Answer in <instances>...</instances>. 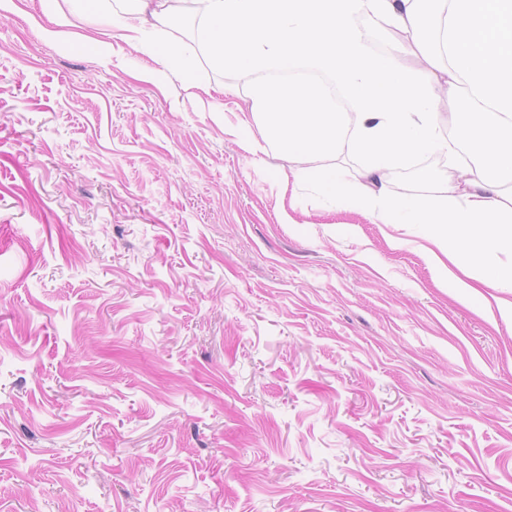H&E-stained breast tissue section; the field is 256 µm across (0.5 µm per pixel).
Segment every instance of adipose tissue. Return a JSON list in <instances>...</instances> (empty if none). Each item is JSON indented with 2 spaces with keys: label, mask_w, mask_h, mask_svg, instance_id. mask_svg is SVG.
<instances>
[{
  "label": "adipose tissue",
  "mask_w": 512,
  "mask_h": 512,
  "mask_svg": "<svg viewBox=\"0 0 512 512\" xmlns=\"http://www.w3.org/2000/svg\"><path fill=\"white\" fill-rule=\"evenodd\" d=\"M112 26L152 64L185 65L182 49L146 39L167 23L172 0H122ZM209 25L213 61L253 79L250 112L258 134L287 153L295 182L318 187L345 210L377 215L386 224L428 230L447 226L459 246L438 276L465 287L478 248L512 253V0H196ZM412 32L398 45L418 55L421 71L403 69L373 51L362 25ZM307 71L319 81L282 82L280 72ZM461 94L480 124L469 165L447 175L444 195L391 197L388 177L407 158L452 150L441 137L446 100ZM367 160L345 177L327 166L346 146Z\"/></svg>",
  "instance_id": "obj_1"
}]
</instances>
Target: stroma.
<instances>
[{"mask_svg":"<svg viewBox=\"0 0 512 512\" xmlns=\"http://www.w3.org/2000/svg\"><path fill=\"white\" fill-rule=\"evenodd\" d=\"M0 11V512H512V288H450L234 133L200 17L182 75L118 0ZM61 10L65 37L34 21ZM219 87L210 117L195 82Z\"/></svg>","mask_w":512,"mask_h":512,"instance_id":"35a3bbf8","label":"stroma"}]
</instances>
